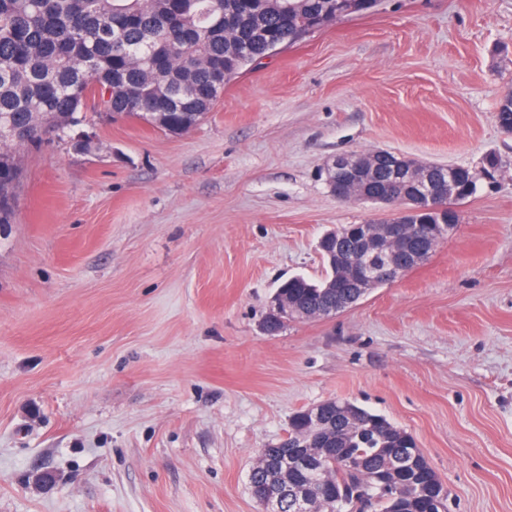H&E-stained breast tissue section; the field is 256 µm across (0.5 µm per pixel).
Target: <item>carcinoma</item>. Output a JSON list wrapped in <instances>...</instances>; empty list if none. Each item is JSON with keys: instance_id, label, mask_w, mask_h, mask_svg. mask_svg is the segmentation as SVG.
Masks as SVG:
<instances>
[{"instance_id": "obj_1", "label": "carcinoma", "mask_w": 512, "mask_h": 512, "mask_svg": "<svg viewBox=\"0 0 512 512\" xmlns=\"http://www.w3.org/2000/svg\"><path fill=\"white\" fill-rule=\"evenodd\" d=\"M339 0H0V227L12 222L22 176L20 149L78 137L88 113L105 110L147 119L164 111L160 129L197 125L248 66L338 21ZM496 122L512 132V94ZM479 172L461 166L457 196L445 216H400L411 225L404 250L427 249L418 224L460 222L454 205L475 195ZM351 267L336 265L315 283L303 276L280 284L291 306L311 315L354 293ZM415 443L406 430L362 407L342 420L332 406L320 420L296 412L279 448H264L249 474L254 494L271 483L300 484L319 512H431L439 479L428 461L408 474L388 472L391 457ZM303 445L320 468L279 469L270 458Z\"/></svg>"}]
</instances>
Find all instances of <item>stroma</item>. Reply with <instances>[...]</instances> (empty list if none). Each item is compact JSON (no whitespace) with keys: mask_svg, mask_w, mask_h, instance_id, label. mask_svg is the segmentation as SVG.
<instances>
[{"mask_svg":"<svg viewBox=\"0 0 512 512\" xmlns=\"http://www.w3.org/2000/svg\"><path fill=\"white\" fill-rule=\"evenodd\" d=\"M512 0H380L249 67L190 131L96 119L25 149L0 227V512H260L248 475L301 409L405 429L448 512H512ZM502 174L455 233L345 311L261 323L324 278L336 155ZM51 472V484L38 474Z\"/></svg>","mask_w":512,"mask_h":512,"instance_id":"obj_1","label":"stroma"}]
</instances>
